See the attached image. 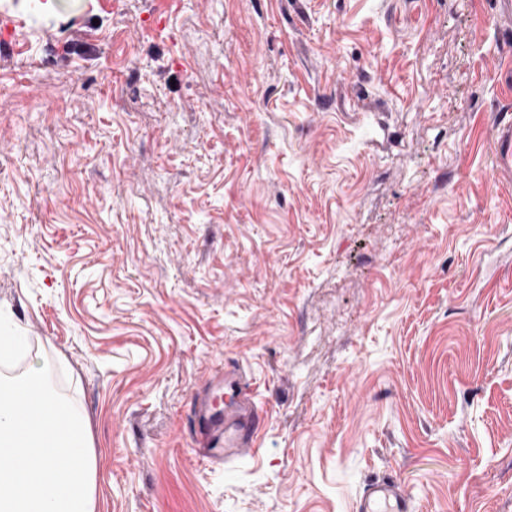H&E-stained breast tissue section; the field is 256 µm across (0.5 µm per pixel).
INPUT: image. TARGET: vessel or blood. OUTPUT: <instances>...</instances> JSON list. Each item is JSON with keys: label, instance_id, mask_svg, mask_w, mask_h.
<instances>
[{"label": "vessel or blood", "instance_id": "b4317fda", "mask_svg": "<svg viewBox=\"0 0 512 512\" xmlns=\"http://www.w3.org/2000/svg\"><path fill=\"white\" fill-rule=\"evenodd\" d=\"M211 381L224 393L223 402L202 401L197 412V458L220 463L254 453L262 432L263 409L255 402L254 389L237 364L214 371ZM354 512H412V500L403 485L387 477L366 485L355 501Z\"/></svg>", "mask_w": 512, "mask_h": 512}]
</instances>
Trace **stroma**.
Returning <instances> with one entry per match:
<instances>
[{
  "mask_svg": "<svg viewBox=\"0 0 512 512\" xmlns=\"http://www.w3.org/2000/svg\"><path fill=\"white\" fill-rule=\"evenodd\" d=\"M512 0H0V330L98 512H512ZM240 364L257 455H194ZM353 509L355 512H412V500L400 481L387 477L366 485Z\"/></svg>",
  "mask_w": 512,
  "mask_h": 512,
  "instance_id": "1",
  "label": "stroma"
}]
</instances>
